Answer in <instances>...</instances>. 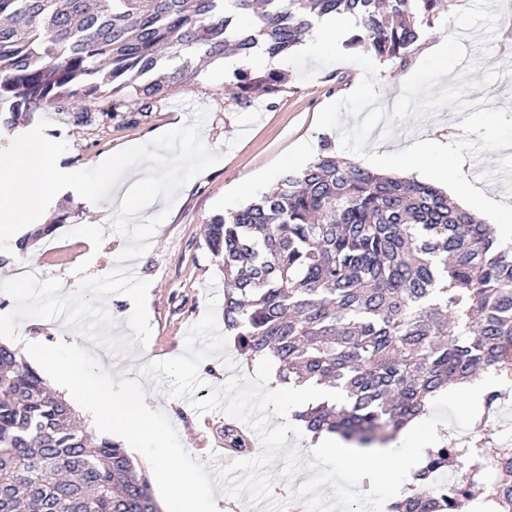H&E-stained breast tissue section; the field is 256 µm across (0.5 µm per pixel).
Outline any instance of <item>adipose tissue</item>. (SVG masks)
<instances>
[{"label":"adipose tissue","instance_id":"1","mask_svg":"<svg viewBox=\"0 0 512 512\" xmlns=\"http://www.w3.org/2000/svg\"><path fill=\"white\" fill-rule=\"evenodd\" d=\"M153 146V141L141 142L114 152L101 164L102 173L108 180L126 185L120 199V207L125 213H137L146 202L156 198L153 169L138 168L132 163L134 157L150 153ZM55 167L52 148L42 143L26 142L0 152V240L14 237L15 226L25 210L41 197L53 193ZM421 427V422L417 421L404 431V440L415 446L410 457H390L377 467L359 462L357 469L363 481L371 486L389 471L419 466L426 454L425 446L418 443Z\"/></svg>","mask_w":512,"mask_h":512}]
</instances>
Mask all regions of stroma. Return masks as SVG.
<instances>
[{
    "instance_id": "1",
    "label": "stroma",
    "mask_w": 512,
    "mask_h": 512,
    "mask_svg": "<svg viewBox=\"0 0 512 512\" xmlns=\"http://www.w3.org/2000/svg\"><path fill=\"white\" fill-rule=\"evenodd\" d=\"M506 10L491 42L490 57L480 58L472 40L463 42L468 58L481 61L466 98L473 103L489 98L495 109H512V0H507ZM280 70L286 77L282 92L271 99H257L247 110L231 101L232 75L218 60L199 65L191 81L147 111H123L114 119L99 118L82 125L74 120L75 111L85 108L79 102L71 112H46L33 121H20L16 136L1 135L0 148L4 150L18 136L52 146L58 194L26 212L19 227L24 236L31 227L49 222L56 226L51 235L23 250L12 240L0 243V282L22 269L36 273L42 281L59 279L64 291L73 293L82 276L105 275L108 259L131 256L135 277L151 283L147 346L137 345L120 355L91 346L84 339L80 347L90 349L107 371L124 370L132 379L141 378L140 371L148 362L183 354L186 334L204 314L208 296L224 295V272L204 242L210 219L260 198L276 186L285 171L302 169L313 161L310 153L294 160L300 144L316 147L325 136L338 140V131L316 128L315 117L326 104L346 96L363 76L361 69L349 62L323 67L309 81L300 80L289 64H281ZM461 120L457 111L446 107L434 118L398 122L393 139H381L379 131H372L366 150L383 154L440 136L451 142L462 134ZM164 129L170 131V142L178 147V154L165 163L157 157L142 158L141 163L166 165L177 193L163 219L151 214L144 221L131 222L127 215L111 212L112 190L102 186L96 161ZM462 171L486 196L512 205V148L466 159ZM93 182L99 184V191H90ZM85 224L98 228L96 250H88L79 240L78 230ZM227 353L233 368H226L216 357L201 362L200 374L206 385L196 391V399L207 398L212 386L230 376H254L256 363L238 357L235 348H228ZM142 380L153 408L167 415L190 455L204 462L208 448L223 447L225 414L199 416L190 402L168 395L167 381ZM427 415L436 425L439 439L474 433L457 395L433 398Z\"/></svg>"
}]
</instances>
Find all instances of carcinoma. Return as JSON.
I'll return each instance as SVG.
<instances>
[{
    "mask_svg": "<svg viewBox=\"0 0 512 512\" xmlns=\"http://www.w3.org/2000/svg\"><path fill=\"white\" fill-rule=\"evenodd\" d=\"M453 0H0V127L133 89L169 97L197 60L290 52L316 24L349 15L343 47L405 65L423 26ZM232 99L281 91L274 73L238 69ZM222 257L224 327L246 360L270 357L283 383L339 390L294 414L315 434L360 446L394 438L452 383L512 366V243L433 185L375 173L329 138L300 171L207 225ZM42 376L0 343V512H161L126 448L74 422ZM224 446L251 442L224 424ZM485 443L427 452L392 512H467L474 481H433ZM488 485L512 512V445Z\"/></svg>",
    "mask_w": 512,
    "mask_h": 512,
    "instance_id": "carcinoma-1",
    "label": "carcinoma"
}]
</instances>
